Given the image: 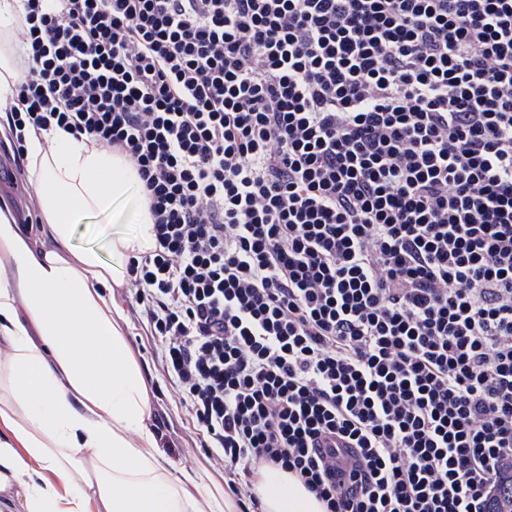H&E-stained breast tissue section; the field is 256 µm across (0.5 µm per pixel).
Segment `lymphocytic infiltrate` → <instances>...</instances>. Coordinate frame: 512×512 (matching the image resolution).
I'll use <instances>...</instances> for the list:
<instances>
[{
    "label": "lymphocytic infiltrate",
    "instance_id": "1",
    "mask_svg": "<svg viewBox=\"0 0 512 512\" xmlns=\"http://www.w3.org/2000/svg\"><path fill=\"white\" fill-rule=\"evenodd\" d=\"M25 134L124 155L135 320L240 505L494 512L512 472V0H22ZM268 472V471H267ZM264 472L260 487L262 512H323L324 508L315 496L290 474L276 471L266 482Z\"/></svg>",
    "mask_w": 512,
    "mask_h": 512
}]
</instances>
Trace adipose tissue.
Wrapping results in <instances>:
<instances>
[{
  "label": "adipose tissue",
  "mask_w": 512,
  "mask_h": 512,
  "mask_svg": "<svg viewBox=\"0 0 512 512\" xmlns=\"http://www.w3.org/2000/svg\"><path fill=\"white\" fill-rule=\"evenodd\" d=\"M21 11L0 0V99L13 93ZM24 159L42 224L32 231L0 206V497L22 498L26 512H236L157 451L147 379L114 299L115 265L156 243L136 171L59 128L28 134ZM116 208L111 263L74 247L75 224ZM259 494L262 512H323L281 471Z\"/></svg>",
  "instance_id": "1"
}]
</instances>
